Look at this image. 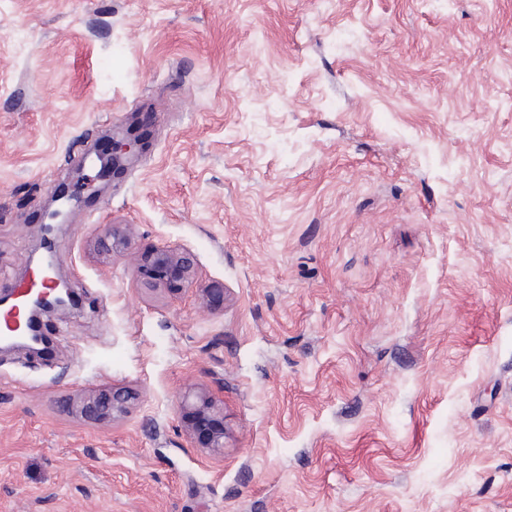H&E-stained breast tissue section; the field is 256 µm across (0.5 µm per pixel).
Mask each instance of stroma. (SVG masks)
Masks as SVG:
<instances>
[{
    "instance_id": "35a3bbf8",
    "label": "stroma",
    "mask_w": 512,
    "mask_h": 512,
    "mask_svg": "<svg viewBox=\"0 0 512 512\" xmlns=\"http://www.w3.org/2000/svg\"><path fill=\"white\" fill-rule=\"evenodd\" d=\"M135 112L53 240L56 355L0 354V512H512V0H0L1 293ZM112 224L223 306L97 256ZM111 385L123 419L68 412ZM149 133L144 126L132 123L124 132L109 137L111 148L107 152L98 151L97 158L103 165L99 173L100 179L113 176L123 166V159L142 152L149 145ZM104 160H106L104 162ZM59 286V287H58ZM58 291L53 297L49 296H36L33 300V307L36 312L46 314L49 312H63L69 307V298L71 297L68 292V286L65 281L56 285ZM185 408L195 410L196 420L186 426V432L192 439L202 444L213 456L224 454V426L215 421L224 419V401L213 392L202 389L194 393L191 402L185 400Z\"/></svg>"
}]
</instances>
